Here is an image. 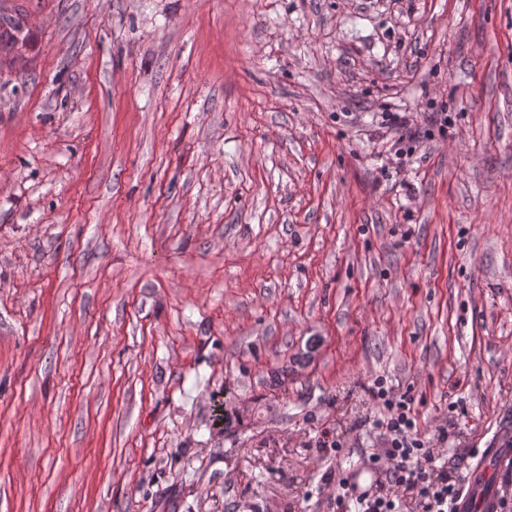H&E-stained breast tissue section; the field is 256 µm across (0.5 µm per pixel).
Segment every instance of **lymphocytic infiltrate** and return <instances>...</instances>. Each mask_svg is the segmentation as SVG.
I'll return each mask as SVG.
<instances>
[{"label":"lymphocytic infiltrate","instance_id":"1","mask_svg":"<svg viewBox=\"0 0 512 512\" xmlns=\"http://www.w3.org/2000/svg\"><path fill=\"white\" fill-rule=\"evenodd\" d=\"M383 412L375 422L386 446L374 454L371 463L382 473L386 483L416 496L422 512H455L454 504L465 485L461 478L449 477L440 456L422 435L411 392L394 393L382 382L370 388ZM336 512H401L400 500L377 492H356L346 479L336 481Z\"/></svg>","mask_w":512,"mask_h":512}]
</instances>
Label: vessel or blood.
Masks as SVG:
<instances>
[{
    "instance_id": "obj_1",
    "label": "vessel or blood",
    "mask_w": 512,
    "mask_h": 512,
    "mask_svg": "<svg viewBox=\"0 0 512 512\" xmlns=\"http://www.w3.org/2000/svg\"><path fill=\"white\" fill-rule=\"evenodd\" d=\"M512 458V431L502 429L489 439L470 481L468 492L456 503L458 512H497L498 490L491 483V471Z\"/></svg>"
}]
</instances>
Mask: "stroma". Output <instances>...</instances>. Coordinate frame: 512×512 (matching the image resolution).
Instances as JSON below:
<instances>
[{
    "label": "stroma",
    "mask_w": 512,
    "mask_h": 512,
    "mask_svg": "<svg viewBox=\"0 0 512 512\" xmlns=\"http://www.w3.org/2000/svg\"><path fill=\"white\" fill-rule=\"evenodd\" d=\"M7 5L0 512H331L380 487L378 379L471 472L512 427V0ZM387 112L448 125L402 159Z\"/></svg>",
    "instance_id": "1"
}]
</instances>
